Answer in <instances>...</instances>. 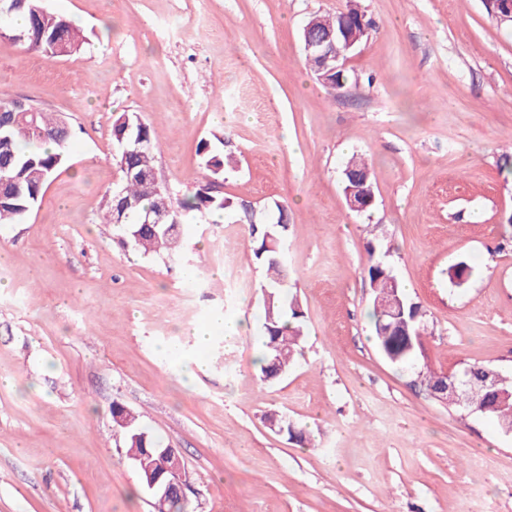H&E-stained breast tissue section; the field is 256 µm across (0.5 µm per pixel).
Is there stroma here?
Segmentation results:
<instances>
[{
  "label": "stroma",
  "mask_w": 512,
  "mask_h": 512,
  "mask_svg": "<svg viewBox=\"0 0 512 512\" xmlns=\"http://www.w3.org/2000/svg\"><path fill=\"white\" fill-rule=\"evenodd\" d=\"M357 2L374 26L338 91L305 66L301 31L346 0H44L82 28L80 54L0 37V94L72 127L32 212L0 225V512H153L116 402L177 451L193 512H512V434L381 355L366 272L373 239L427 313L419 367L512 373V29L485 0ZM134 110L177 193L211 180L201 140L235 160L215 181L235 210L187 219L164 260L100 221L120 180L112 122ZM355 155L372 167L364 212L344 195ZM275 201L307 334L264 382L265 269L240 206ZM215 311L250 337L226 347ZM271 412L309 442L272 432Z\"/></svg>",
  "instance_id": "35a3bbf8"
}]
</instances>
